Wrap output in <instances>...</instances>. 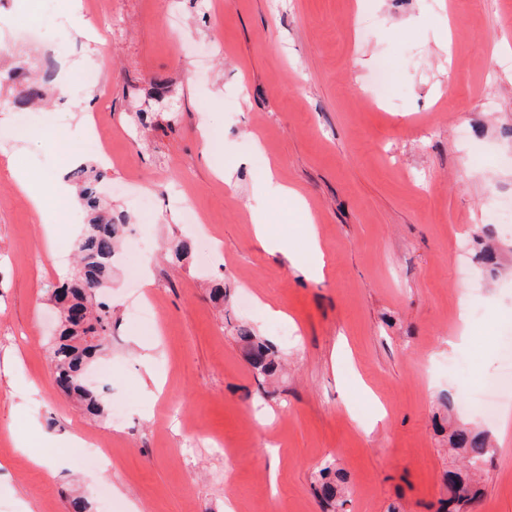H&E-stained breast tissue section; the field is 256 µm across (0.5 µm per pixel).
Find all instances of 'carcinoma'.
<instances>
[{"label": "carcinoma", "instance_id": "1", "mask_svg": "<svg viewBox=\"0 0 512 512\" xmlns=\"http://www.w3.org/2000/svg\"><path fill=\"white\" fill-rule=\"evenodd\" d=\"M53 71L48 68L42 81L29 83L8 104L17 110L42 102L51 90ZM74 175L81 178L78 198L80 205L91 215L84 225L79 242L77 272L63 283L62 292L54 294L59 309V336L50 347L55 382L69 396L84 407L91 416L103 413L99 393L85 379L86 368L104 349L102 341L111 336L112 304L101 299L112 279V266L125 218L107 210L100 198L99 185L108 178L100 169L87 176L78 169ZM237 339L247 350L249 360L259 374L273 376L279 368L274 346L257 336L254 330L241 325L236 329ZM450 450L457 452L465 471L446 473L448 512H468L476 501L478 490L472 475L484 470L492 452L488 435L464 427H456L448 434ZM317 477L321 491L331 508L342 497L343 489L336 475L335 461L321 463Z\"/></svg>", "mask_w": 512, "mask_h": 512}]
</instances>
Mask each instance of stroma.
Wrapping results in <instances>:
<instances>
[{
    "mask_svg": "<svg viewBox=\"0 0 512 512\" xmlns=\"http://www.w3.org/2000/svg\"><path fill=\"white\" fill-rule=\"evenodd\" d=\"M67 3L0 0V70L36 71L48 54L70 83L32 128L5 104L17 86L0 84V512H69L76 496L103 512V492L114 512H324L313 482L327 459L344 512H436L452 423L494 444L471 512H512V434L469 407L500 376L512 321V240L493 232L496 267L477 258L488 202L512 211V56L495 51L512 42V0H80L76 15ZM383 66L388 107L371 101ZM90 68L99 85L84 86ZM157 79L168 98L143 126L132 106ZM90 115L114 157L104 196L141 230L161 321L141 335L116 263L112 337L90 369L104 405L130 414L107 425L56 386L48 354L81 224L56 209L47 260L45 226L7 170L52 178L71 147L103 164L81 135ZM271 164L309 201L324 279L303 270L306 220L267 183ZM144 194L147 219L132 205ZM185 205L201 225L182 222ZM256 208L302 267L256 240ZM241 325L275 347L277 378L258 379ZM149 366L164 382L154 401ZM73 434L111 465L71 463ZM49 447L67 462L52 478L30 461Z\"/></svg>",
    "mask_w": 512,
    "mask_h": 512,
    "instance_id": "stroma-1",
    "label": "stroma"
}]
</instances>
